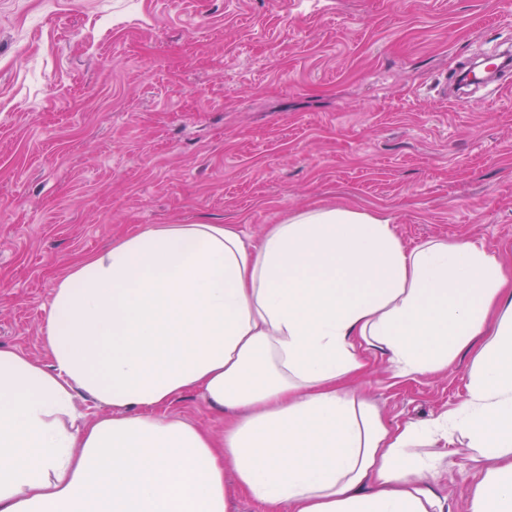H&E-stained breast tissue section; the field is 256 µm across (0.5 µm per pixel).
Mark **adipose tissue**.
<instances>
[{"label": "adipose tissue", "instance_id": "ef3b65f1", "mask_svg": "<svg viewBox=\"0 0 512 512\" xmlns=\"http://www.w3.org/2000/svg\"><path fill=\"white\" fill-rule=\"evenodd\" d=\"M0 348V512H448L446 448L485 468L466 512H512V269L483 244L406 245L388 218L293 212L258 243L158 224L73 265ZM472 357L466 399L386 423L354 384ZM236 411L222 440L162 408ZM91 399L101 412L77 408Z\"/></svg>", "mask_w": 512, "mask_h": 512}]
</instances>
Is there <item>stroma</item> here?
Instances as JSON below:
<instances>
[{
    "instance_id": "obj_1",
    "label": "stroma",
    "mask_w": 512,
    "mask_h": 512,
    "mask_svg": "<svg viewBox=\"0 0 512 512\" xmlns=\"http://www.w3.org/2000/svg\"><path fill=\"white\" fill-rule=\"evenodd\" d=\"M0 0V347L46 360L58 279L156 224L258 242L288 213L341 206L415 245L476 239L512 265V78L465 108L437 87L512 43V0ZM471 358L356 384L388 423L467 396ZM171 413L220 436L191 392ZM473 453L448 457L466 512Z\"/></svg>"
}]
</instances>
